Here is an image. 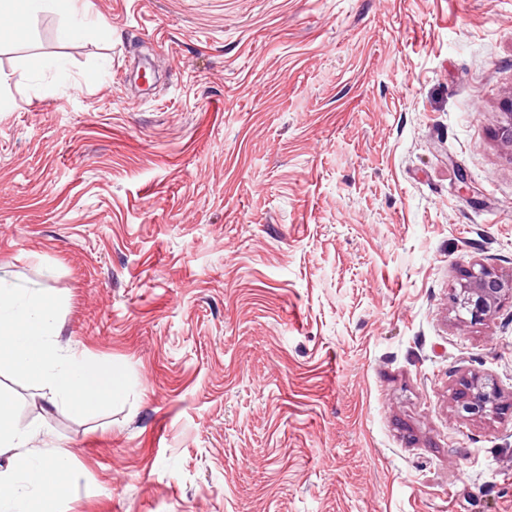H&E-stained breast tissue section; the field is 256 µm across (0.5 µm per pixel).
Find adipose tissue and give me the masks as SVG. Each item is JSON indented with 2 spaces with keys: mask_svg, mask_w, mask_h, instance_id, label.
I'll list each match as a JSON object with an SVG mask.
<instances>
[{
  "mask_svg": "<svg viewBox=\"0 0 512 512\" xmlns=\"http://www.w3.org/2000/svg\"><path fill=\"white\" fill-rule=\"evenodd\" d=\"M22 9H47L70 17V25L58 31L65 41L94 32L82 20L87 0H0V16ZM14 409L12 397L1 392L0 449H13L14 454L0 467V512H57L55 490L69 474V457L63 452L46 456L31 450L34 432L15 422Z\"/></svg>",
  "mask_w": 512,
  "mask_h": 512,
  "instance_id": "ef3b65f1",
  "label": "adipose tissue"
}]
</instances>
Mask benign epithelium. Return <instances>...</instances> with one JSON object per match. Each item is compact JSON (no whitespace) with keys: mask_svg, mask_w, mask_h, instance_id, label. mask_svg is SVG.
Returning a JSON list of instances; mask_svg holds the SVG:
<instances>
[{"mask_svg":"<svg viewBox=\"0 0 512 512\" xmlns=\"http://www.w3.org/2000/svg\"><path fill=\"white\" fill-rule=\"evenodd\" d=\"M506 299L512 300V275L483 266L468 273V280L452 295V307L477 323L491 318ZM503 408L497 383L487 377L475 375L464 380L457 393V412L463 417L484 418Z\"/></svg>","mask_w":512,"mask_h":512,"instance_id":"1","label":"benign epithelium"}]
</instances>
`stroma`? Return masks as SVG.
I'll use <instances>...</instances> for the list:
<instances>
[{
  "instance_id": "stroma-1",
  "label": "stroma",
  "mask_w": 512,
  "mask_h": 512,
  "mask_svg": "<svg viewBox=\"0 0 512 512\" xmlns=\"http://www.w3.org/2000/svg\"><path fill=\"white\" fill-rule=\"evenodd\" d=\"M89 2L0 19V269L133 382L0 374L59 512H512V302L450 303L512 274V0ZM27 9L36 11L38 9L55 10L71 19L87 14L88 2L85 0H1L0 16L11 15L19 10ZM94 33V27L88 23L77 21L73 25L63 26L58 30V37L61 40H72L83 38ZM468 280L452 295V307L470 317V322L491 318L506 299L512 300V274L504 276L481 266L470 271ZM457 412L462 417L484 418L503 410L501 391L493 379L475 375L461 384Z\"/></svg>"
}]
</instances>
